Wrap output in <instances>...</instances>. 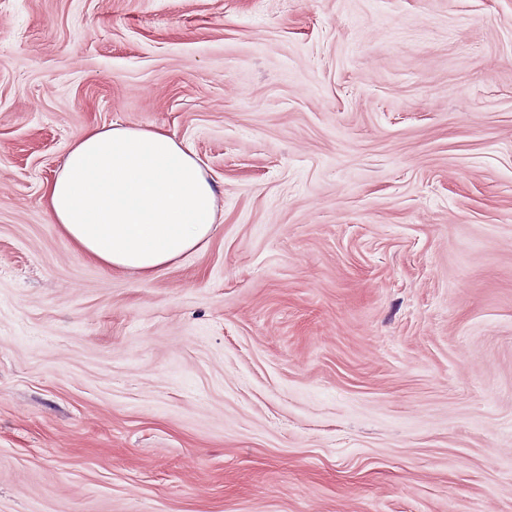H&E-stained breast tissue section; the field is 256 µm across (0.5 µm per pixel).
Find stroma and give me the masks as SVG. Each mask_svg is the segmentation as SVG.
<instances>
[{"mask_svg":"<svg viewBox=\"0 0 512 512\" xmlns=\"http://www.w3.org/2000/svg\"><path fill=\"white\" fill-rule=\"evenodd\" d=\"M115 123L218 190L147 280L42 200ZM0 512H512V0H0Z\"/></svg>","mask_w":512,"mask_h":512,"instance_id":"35a3bbf8","label":"stroma"}]
</instances>
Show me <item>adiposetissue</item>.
<instances>
[{"instance_id": "1", "label": "adipose tissue", "mask_w": 512, "mask_h": 512, "mask_svg": "<svg viewBox=\"0 0 512 512\" xmlns=\"http://www.w3.org/2000/svg\"><path fill=\"white\" fill-rule=\"evenodd\" d=\"M43 199L79 253L144 278L204 247L218 212L212 179L181 143L117 124L76 141Z\"/></svg>"}]
</instances>
